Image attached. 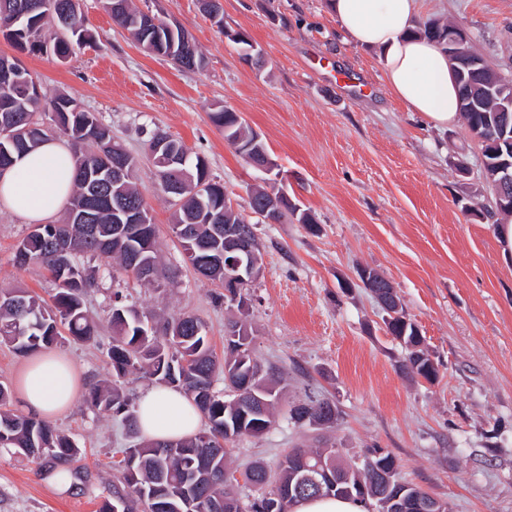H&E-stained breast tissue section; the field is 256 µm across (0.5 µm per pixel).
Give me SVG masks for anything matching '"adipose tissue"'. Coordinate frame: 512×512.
I'll return each instance as SVG.
<instances>
[{"label": "adipose tissue", "mask_w": 512, "mask_h": 512, "mask_svg": "<svg viewBox=\"0 0 512 512\" xmlns=\"http://www.w3.org/2000/svg\"><path fill=\"white\" fill-rule=\"evenodd\" d=\"M420 0H330L345 40L381 52L392 96L436 128L457 124L458 89L442 46L414 35ZM75 174L68 144L53 138L0 172V203L32 222L54 218L68 200ZM25 409L41 418L66 411L79 391V373L62 354L32 356L17 377ZM138 425L151 440H177L198 433L202 416L191 399L173 387H152L138 402Z\"/></svg>", "instance_id": "adipose-tissue-1"}]
</instances>
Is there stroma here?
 Returning <instances> with one entry per match:
<instances>
[{
	"label": "stroma",
	"instance_id": "35a3bbf8",
	"mask_svg": "<svg viewBox=\"0 0 512 512\" xmlns=\"http://www.w3.org/2000/svg\"><path fill=\"white\" fill-rule=\"evenodd\" d=\"M185 29L206 58L188 70L147 54L113 22L102 0H81L91 38L68 63L29 52L0 33V55L38 75L47 95L64 93L95 112L115 139L140 157L138 184L152 209L158 253L173 284L128 282V301L158 317L191 313L205 324L216 354L228 319L241 317L255 358L284 373L283 406L308 396L335 401L331 430L298 429L278 418L265 435L231 444L232 467H276L289 449L332 441L345 457L378 447L391 452L397 477L449 504L451 512H512V256L494 228L469 207L487 202L480 151L467 128L431 127L388 91L379 52L345 42L329 0H222L223 26L200 0H135ZM465 27L471 47L512 78V0H422L418 22ZM246 33L265 65L243 61L227 31ZM230 107L260 136L276 162L271 173L246 164L211 121ZM164 132L200 155L239 212L251 188L275 181L316 222L288 216L258 223L262 274L245 311L219 301L220 286L185 260L170 229L172 207L144 158ZM466 161L468 173L457 169ZM27 221L0 205V289L50 299L39 264L18 267L14 250ZM370 267L395 286L438 369L436 381L398 369L404 351L387 333L384 312L359 287ZM86 296L98 322L93 343L57 345L83 385L70 408L51 418L84 454L80 487L58 490L53 476L25 457L0 452V512H98L114 481L113 458L134 440L121 420L94 413L90 388L111 381L107 321L112 281ZM351 283L341 289V280Z\"/></svg>",
	"mask_w": 512,
	"mask_h": 512
}]
</instances>
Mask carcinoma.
<instances>
[{"instance_id":"carcinoma-1","label":"carcinoma","mask_w":512,"mask_h":512,"mask_svg":"<svg viewBox=\"0 0 512 512\" xmlns=\"http://www.w3.org/2000/svg\"><path fill=\"white\" fill-rule=\"evenodd\" d=\"M57 8L67 11L78 25L68 38L48 39L43 11L37 0H0V31L7 32L20 48L31 52L49 49L62 62L74 53V45L90 38L81 27L80 0H50ZM115 0H104V7L112 19L130 31L136 41L149 52L166 55L171 46L184 49L176 57V64L187 69H201L205 58L189 33L163 21L154 24L141 16V10L132 0H123L114 7ZM450 24L427 20L417 33L439 39ZM12 87L0 86V120L14 124L16 135L10 142L0 141V156L11 155L16 161L52 137V133L67 138L75 156V185L69 199L68 213L76 208L86 209L90 219L82 222L69 218L64 224H36L17 244L15 262L24 267L39 263L49 272L56 286L54 304L46 306L36 296L21 289L0 290V342L7 343L20 353L49 349L58 342L62 331L78 341H88L95 335V324L84 307V297L97 286L95 276L83 266V258H98L118 263L125 275L146 287H153L158 279L142 276L133 263L140 242L124 233L115 212L116 202L135 206L146 202L137 187L138 161L112 140L111 130L93 112L81 109L68 95L47 96L38 90L27 98L23 87L29 83L40 85L37 77L25 69L17 75ZM54 112V131L43 129L36 119L39 112ZM469 133L481 131L490 144L483 153L484 167L492 176L502 163L512 161V126L502 132L496 125L491 103L486 102L475 112H460ZM213 124L229 131L224 139H250L253 130L233 109L224 106L211 114ZM125 161L122 181L112 185L104 175L112 167V158ZM153 165L161 179L159 186L168 193L165 184L184 170L192 179L181 184L173 194L175 210L171 230L184 245L196 251L189 257L193 268L203 277L220 281L224 278V225L227 222L247 225L251 220L237 212L224 217V186L213 181L208 165L200 156L192 157L183 144L175 139L155 152ZM475 216L497 225L512 220V202L504 201L501 211L492 213L485 208ZM369 278L361 280L363 287L381 298L393 290V285L381 274L368 269ZM126 296L112 290L109 321L114 336L109 350L112 384L94 386L89 390L87 403L97 413L107 417H121L129 433L137 436L135 405L118 385L130 373H140L160 384L179 388L193 399L205 420V428L194 437L176 441L139 442L123 450L134 460L131 469L118 471L112 485V498L105 499L99 512H163L162 501L179 506L181 512H224V498L239 495L243 512H267V495L294 486L300 468L298 458L308 457L310 464L323 462L331 476L343 472L348 479L339 484L333 496L381 503L392 493L384 484V477H395L398 465L395 457L382 448H368V457L362 463H346L341 449L294 448L279 462L275 473L268 472L261 463L248 467L254 480L267 486L268 494H244L224 484L227 467V449L224 442L241 436L263 435L273 423L280 400L276 389L278 381L274 367L257 375L250 363L243 362L239 348L252 350L253 333L237 337L224 336V361L213 352L205 325L186 313L171 316L162 323H149L145 313L125 303ZM397 317L387 327L388 333L405 349L399 370L411 377L431 379L437 369L425 354L414 350L418 344L416 327L405 309L396 311ZM224 375V388L215 387L217 375ZM245 387L266 401L264 415L257 417L240 406L236 397L224 395L232 386ZM10 390L0 385V450L50 463L49 471L68 466L82 454L71 439L58 433L47 421L24 416L8 409ZM335 405L328 398H310L288 410L287 420L295 428L314 426L323 406Z\"/></svg>"}]
</instances>
